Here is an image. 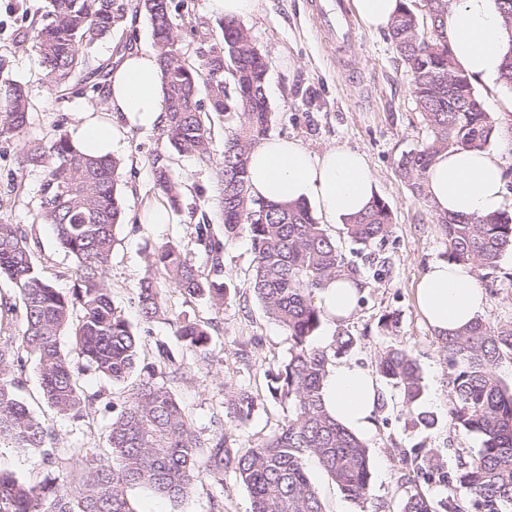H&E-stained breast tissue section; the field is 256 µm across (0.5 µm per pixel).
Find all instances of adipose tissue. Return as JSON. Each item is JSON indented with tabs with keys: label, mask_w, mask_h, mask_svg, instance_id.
Segmentation results:
<instances>
[{
	"label": "adipose tissue",
	"mask_w": 512,
	"mask_h": 512,
	"mask_svg": "<svg viewBox=\"0 0 512 512\" xmlns=\"http://www.w3.org/2000/svg\"><path fill=\"white\" fill-rule=\"evenodd\" d=\"M440 37L448 42L457 65L471 81L495 89L512 42L505 35L494 0H453ZM107 109L146 129L165 125L156 54L131 52L113 67ZM249 179L255 198L312 202L328 219L354 218L374 195L373 177L363 154L343 145L318 155L294 139H264L250 152ZM423 184L440 216L488 217L512 206V181L499 149L441 151L427 169ZM361 289L359 279L341 276L319 291V303L331 319L343 320L354 312ZM415 297L422 316L440 337L475 320L486 303L471 266L444 257L428 264ZM380 396L371 372L352 362L333 365L324 382L328 410L359 436L373 431Z\"/></svg>",
	"instance_id": "obj_1"
}]
</instances>
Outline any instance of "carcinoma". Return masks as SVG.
Here are the masks:
<instances>
[{"label":"carcinoma","mask_w":512,"mask_h":512,"mask_svg":"<svg viewBox=\"0 0 512 512\" xmlns=\"http://www.w3.org/2000/svg\"><path fill=\"white\" fill-rule=\"evenodd\" d=\"M49 4L47 22L33 29V39L49 86L65 90L86 64L87 49L123 22L126 3ZM136 4L149 17L162 66L165 133L172 147L202 161L211 158L209 117L197 100L201 82L211 111L233 123L224 137L220 169L224 234H214L208 224L197 225L206 258L203 270L188 262L175 244L155 249L137 292L141 317L151 322L162 314L155 278L159 271L186 294L222 308L230 299L224 283L225 242L246 235L255 258L248 288L267 317L288 330L291 340L288 358L267 372L268 393L288 404V420L256 448H235L225 437L204 440L174 394L156 381L167 369L179 371L169 352L160 347L157 363L141 366L140 337L113 305L106 284L121 218L119 162L109 155L87 156L61 134L28 146L23 163L42 170L41 218L52 226L60 247L75 258L77 286L70 296L54 288L40 274L19 227L0 222V278L17 287L24 318L20 336L0 339V447L39 451L56 469L80 454L78 448L60 454L47 447L49 429L18 395L12 372L22 366L24 351L38 358L44 399L73 419L89 417L99 398L84 392L81 375L92 371L131 386L120 415L109 427L106 459L85 465L76 491L51 480H22L0 471V512H134L127 497L130 488H146L178 503L206 478L224 484L226 473L246 486L252 512H325L308 474L310 459L346 499L363 503L371 487L370 450L327 412L322 397L333 359L348 352L356 339L341 330L325 347L312 342L324 317L314 293L342 275L358 277L360 270L346 261L307 204L267 202L251 195L249 154L269 130V60L249 29L234 20L222 24L220 38L213 40L224 49L229 71H224L219 57L198 52L193 59L185 58L174 48L172 0ZM495 4L512 41V0ZM450 6L451 0H423L416 9L411 0H401L389 31L412 74V93L430 130L429 140L400 162L402 175L418 196L424 195L423 173L440 151L454 146L487 148L494 142L492 121L481 98L457 67L448 43L438 36ZM28 111L25 87L16 82L6 85L0 91V135L22 129ZM155 185L171 206L177 205V186L167 167L155 168ZM391 227L389 208L378 197L345 224L346 235L362 250L384 242ZM438 227L448 260L471 265L482 278L495 274L503 252L512 249V214L507 212L484 218L444 216ZM172 324L188 350L207 358L210 323L184 315ZM67 329L76 362L61 348ZM440 343L451 369L448 416L458 429L477 436L480 447L458 455L450 470L433 448L400 449L401 486L407 488L400 512H463L460 501L466 497L475 512H512V387L499 374L503 360H512V325L494 327L478 318ZM377 372L399 389L413 425L434 424L419 410L422 377L407 350L383 352ZM228 405L244 426L252 419L257 397L241 390L230 396ZM419 477L448 486V496L435 502L410 490L409 484Z\"/></svg>","instance_id":"1"}]
</instances>
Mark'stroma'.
Returning <instances> with one entry per match:
<instances>
[{
  "label": "stroma",
  "instance_id": "1",
  "mask_svg": "<svg viewBox=\"0 0 512 512\" xmlns=\"http://www.w3.org/2000/svg\"><path fill=\"white\" fill-rule=\"evenodd\" d=\"M314 2L263 0L260 11L245 21L270 62L266 84L271 108L269 133L298 140L315 154L336 145L363 152L373 174L374 193L388 205L392 217L391 233L376 253L373 271L363 274L361 303L342 325L323 321L315 341L325 346L338 331H347L357 339L347 360L370 370L375 369L383 351L409 350L421 370V408L433 416L435 424L428 429L412 427L398 389L383 385L376 427L365 438L373 461L370 499L363 504L345 499L317 464H310L309 472L326 512H398V449L436 448L451 464L458 453L480 445L475 435L455 428L448 416V358L415 301L422 271L433 259L444 257L446 245L427 198L413 194L399 164L405 154L425 143L430 132L412 93L411 76L387 33L359 28L346 52L347 62H340L316 28ZM44 5L45 0H0V60L5 63L0 75L24 84L29 101L25 127L0 136V222L18 225L42 276L58 290L72 292L76 261L59 247L52 227L42 223V173L26 167L22 157L31 142L57 134L75 138L88 118L84 106H96V120L122 130L112 148L122 162L118 181L121 224L106 274L113 302L140 336L145 361H154L162 343L175 362L190 365V372L176 378L166 374L162 381L185 407L196 433L204 438L227 437L240 448L257 446L288 418L287 405L270 397L265 373L287 358L290 340L287 331L267 318L246 288L254 266L248 238L239 236L224 247L225 281L235 294L223 309L212 308L206 299L189 296L167 281L161 284L164 314L159 319L143 322L137 300L139 282L155 247L177 242L185 257L200 266L204 258L196 242V226L208 223L215 234L223 232L215 201L221 188L218 154L223 150L225 121L219 118L214 122L216 157L204 164L178 154L162 128L132 127L124 117L104 111V92L81 95L52 90L40 57L26 36ZM172 17L178 47L186 54H193L201 38L221 35V17L211 10L209 0H185ZM126 44L137 51L153 50L152 28L144 13L128 11L110 37L97 41L90 53L91 66H111ZM159 165L173 172L181 186L180 201L168 223L149 224L144 220L147 205L166 200L154 182ZM480 285L487 296L482 319L495 326L512 325V252L503 254L496 274L481 280ZM184 314L209 323L213 349L209 361H197L176 339L171 322ZM387 314L397 317L396 328L381 326L380 320ZM14 376L20 382V397L48 425L50 447L81 448L90 456L102 455L127 385L92 373L82 375L83 390L99 394L100 400L94 415L75 420L57 414L42 399L35 356L25 355L23 367L16 369ZM240 388L259 398L254 418L245 427L237 426L226 409L229 392ZM217 495L224 500V512H251L247 488L231 473L225 475L223 487L203 481L175 504L144 488L128 492L136 512H215L213 498Z\"/></svg>",
  "mask_w": 512,
  "mask_h": 512
}]
</instances>
